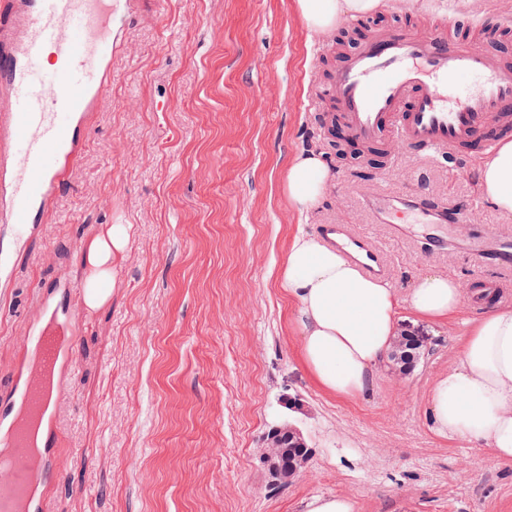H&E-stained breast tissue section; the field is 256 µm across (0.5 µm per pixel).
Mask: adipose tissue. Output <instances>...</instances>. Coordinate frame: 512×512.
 Masks as SVG:
<instances>
[{
    "label": "adipose tissue",
    "mask_w": 512,
    "mask_h": 512,
    "mask_svg": "<svg viewBox=\"0 0 512 512\" xmlns=\"http://www.w3.org/2000/svg\"><path fill=\"white\" fill-rule=\"evenodd\" d=\"M296 4L309 32L320 35L334 30L341 16L374 12L379 0ZM331 179L319 152L297 154L286 173L289 202L300 213L312 212ZM477 186L500 213L512 215V140L502 141L481 161ZM129 233V225L110 224L89 243L84 257L89 307L99 308L108 300L104 286ZM277 283L295 305L305 368L320 389L338 398L369 392L396 334L400 307L421 320L439 322L472 297L481 312L468 321L454 365L433 383L430 427L439 436L463 437L490 448L496 460L512 463V310L500 307L498 289L468 293L459 280L434 274L420 278L402 296L389 282L364 276L314 232L290 238Z\"/></svg>",
    "instance_id": "obj_1"
}]
</instances>
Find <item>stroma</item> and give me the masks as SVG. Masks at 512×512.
<instances>
[{
  "mask_svg": "<svg viewBox=\"0 0 512 512\" xmlns=\"http://www.w3.org/2000/svg\"><path fill=\"white\" fill-rule=\"evenodd\" d=\"M499 2L389 0L370 19L400 30L418 12L468 23ZM335 41L306 29L296 0H138L59 218L13 250V282L0 288L2 383L37 284L63 271L85 280L88 243L105 225L130 227L110 300L77 338L49 512H305L316 495L346 497L354 512H512V464L428 422L433 381L454 362L473 303L433 324L400 310L429 350L406 377L382 363L366 395L326 394L301 362L294 305L276 282L300 227L353 224L383 250L402 295L426 274L470 284L503 271L455 247L427 253L416 224L392 238L372 223L367 189L474 211L472 234L512 230L477 190L480 154L426 166L396 143L380 169L337 159L321 96ZM306 149L333 179L303 215L285 179ZM285 395L302 412L282 408ZM280 420L312 456L274 488L259 456Z\"/></svg>",
  "mask_w": 512,
  "mask_h": 512,
  "instance_id": "35a3bbf8",
  "label": "stroma"
}]
</instances>
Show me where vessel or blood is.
Returning a JSON list of instances; mask_svg holds the SVG:
<instances>
[{
	"label": "vessel or blood",
	"instance_id": "vessel-or-blood-1",
	"mask_svg": "<svg viewBox=\"0 0 512 512\" xmlns=\"http://www.w3.org/2000/svg\"><path fill=\"white\" fill-rule=\"evenodd\" d=\"M136 0H0V227L23 243L50 223L56 201L85 150L91 117L112 89V57L123 19ZM348 133L368 145L395 141L428 161L457 160L471 149L493 152L496 124L512 121V63L477 40L442 29H378L343 52L326 89ZM368 208L393 235L408 223L430 226L425 244L444 253L461 239L479 259L507 254L512 241L485 229L460 235L465 212L420 208L411 196L376 192ZM324 242L363 273L385 278L389 267L365 233L324 224ZM81 284H38L34 311L15 344L19 362L0 386V447L16 448L0 512H45L57 473L58 421L75 373L69 361L87 317Z\"/></svg>",
	"mask_w": 512,
	"mask_h": 512
}]
</instances>
